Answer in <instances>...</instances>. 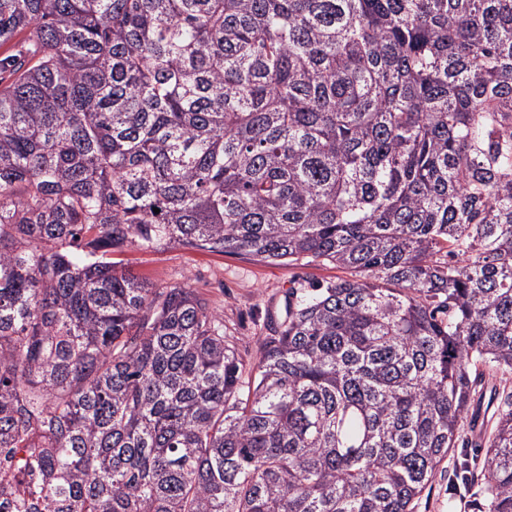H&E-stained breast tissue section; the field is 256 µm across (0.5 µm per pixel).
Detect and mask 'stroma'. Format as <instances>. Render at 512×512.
<instances>
[{
	"label": "stroma",
	"mask_w": 512,
	"mask_h": 512,
	"mask_svg": "<svg viewBox=\"0 0 512 512\" xmlns=\"http://www.w3.org/2000/svg\"><path fill=\"white\" fill-rule=\"evenodd\" d=\"M123 260L136 274L163 284H187L207 299L223 318L226 339L247 370L258 361L261 341L283 314L289 295L342 274L331 263L309 258L289 264L266 263L246 255L181 246L130 249ZM475 454L472 448L451 449L414 512H480V484H457L460 472L473 470Z\"/></svg>",
	"instance_id": "stroma-1"
}]
</instances>
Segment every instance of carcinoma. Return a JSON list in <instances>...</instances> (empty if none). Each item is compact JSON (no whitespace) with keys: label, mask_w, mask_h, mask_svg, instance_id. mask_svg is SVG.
Returning <instances> with one entry per match:
<instances>
[{"label":"carcinoma","mask_w":512,"mask_h":512,"mask_svg":"<svg viewBox=\"0 0 512 512\" xmlns=\"http://www.w3.org/2000/svg\"><path fill=\"white\" fill-rule=\"evenodd\" d=\"M0 497L413 512L499 381L512 512V0H0ZM159 212H154V209ZM169 245L349 272L246 384Z\"/></svg>","instance_id":"carcinoma-1"}]
</instances>
